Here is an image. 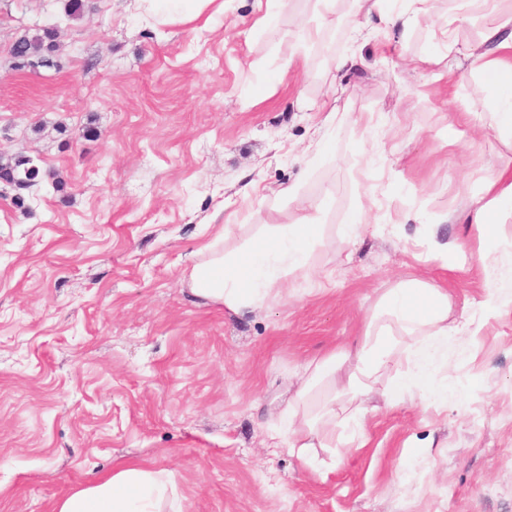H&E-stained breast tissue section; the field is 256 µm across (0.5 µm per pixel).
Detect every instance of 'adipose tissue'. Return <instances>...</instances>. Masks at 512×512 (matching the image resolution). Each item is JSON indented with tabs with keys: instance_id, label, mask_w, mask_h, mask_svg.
<instances>
[{
	"instance_id": "obj_1",
	"label": "adipose tissue",
	"mask_w": 512,
	"mask_h": 512,
	"mask_svg": "<svg viewBox=\"0 0 512 512\" xmlns=\"http://www.w3.org/2000/svg\"><path fill=\"white\" fill-rule=\"evenodd\" d=\"M466 57L499 92L487 131L512 137V16L496 18ZM483 194V203L470 217L480 230L512 203V156L501 158ZM322 231V225L311 221L264 224L246 247L228 252L224 239L231 228L221 226L197 252L189 271L191 290L234 313L261 311L282 296L290 276L306 269ZM450 310L447 289L431 280H402L384 292L363 333L346 351L310 362L298 374V388L288 404L289 452L314 463L319 450L330 447L342 416L351 423L353 436L365 440V404L375 397L390 406L414 399L429 406L447 401L443 363L449 340L460 331ZM401 360L405 370L380 385V377ZM175 496L170 472L120 464L108 477L64 494L52 512H163Z\"/></svg>"
}]
</instances>
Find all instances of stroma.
I'll use <instances>...</instances> for the list:
<instances>
[{"instance_id": "35a3bbf8", "label": "stroma", "mask_w": 512, "mask_h": 512, "mask_svg": "<svg viewBox=\"0 0 512 512\" xmlns=\"http://www.w3.org/2000/svg\"><path fill=\"white\" fill-rule=\"evenodd\" d=\"M64 3L0 0V153L44 173L22 210L0 183V512H51L119 462L172 472L178 512H512V288L449 342L446 402L379 406L362 447L337 429L326 478L284 442L297 371L388 288L435 280L469 317L488 289L471 252L512 259V219L466 222L507 150L480 132L497 93L441 36L479 43L480 0H430L406 34L352 0H223L165 26L142 0L72 22ZM55 22V66L13 70L14 42ZM290 184L325 232L288 297L235 314L194 295L218 225L229 251L300 219L269 194Z\"/></svg>"}]
</instances>
